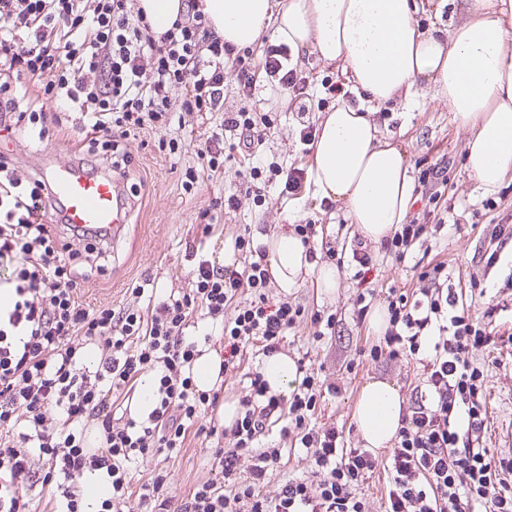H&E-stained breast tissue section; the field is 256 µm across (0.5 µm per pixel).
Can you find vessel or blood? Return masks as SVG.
I'll list each match as a JSON object with an SVG mask.
<instances>
[{
	"label": "vessel or blood",
	"mask_w": 512,
	"mask_h": 512,
	"mask_svg": "<svg viewBox=\"0 0 512 512\" xmlns=\"http://www.w3.org/2000/svg\"><path fill=\"white\" fill-rule=\"evenodd\" d=\"M42 176L66 223L80 229L105 226L113 236H120L130 212L118 201L119 177L88 171L79 162L43 171Z\"/></svg>",
	"instance_id": "obj_1"
}]
</instances>
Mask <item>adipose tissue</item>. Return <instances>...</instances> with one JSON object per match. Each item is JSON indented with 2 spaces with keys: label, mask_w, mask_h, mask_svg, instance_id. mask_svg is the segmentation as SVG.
Here are the masks:
<instances>
[{
  "label": "adipose tissue",
  "mask_w": 512,
  "mask_h": 512,
  "mask_svg": "<svg viewBox=\"0 0 512 512\" xmlns=\"http://www.w3.org/2000/svg\"><path fill=\"white\" fill-rule=\"evenodd\" d=\"M452 29L420 30L416 0H201L211 28L235 50L262 37L313 54L346 74L366 101L412 107L428 93L447 104L468 137L466 167L483 194L512 177V0H459ZM314 191L341 204L368 239L381 241L404 223L413 182L404 147L381 139L369 111L336 102L322 112L309 145ZM271 281L282 292L308 274L332 294L340 271L312 267L295 235L261 236ZM398 387L367 381L354 422L368 448H386L404 413Z\"/></svg>",
  "instance_id": "adipose-tissue-1"
}]
</instances>
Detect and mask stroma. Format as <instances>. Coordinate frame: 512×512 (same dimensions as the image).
<instances>
[{
	"mask_svg": "<svg viewBox=\"0 0 512 512\" xmlns=\"http://www.w3.org/2000/svg\"><path fill=\"white\" fill-rule=\"evenodd\" d=\"M305 77L311 98L307 112H299L296 100L286 97L285 90L272 87L266 76H258L251 97H244L234 76L224 81V110L237 111L248 105L250 111L270 114L274 129L255 154L261 167L276 163L282 168L306 166L308 155L299 140L303 124L317 125L320 112L331 101L323 92L322 81H341V74L317 56L308 54L298 67ZM217 112H174L169 131L146 129L129 138L127 150L131 164L127 172L128 194L132 210L123 237L107 244L109 259L103 271L82 280L78 290L80 301L90 309L146 306L147 297L136 296L139 286L152 288L154 297L183 294L195 287L192 275L200 260L217 261L223 252L232 251L236 236L250 239L269 234L293 224L315 222L323 225L324 238L313 243L314 266L330 262V249L352 250L366 247L372 257L370 278L374 283L373 306L386 304L389 289L413 291L420 282L419 269L397 263L380 243L358 241L350 231V220L336 203L312 197L289 196L281 192V180L261 175L254 189L247 190L236 172L239 159L224 164L221 179H199L192 191L182 183L187 169L200 168L197 147L205 132L219 124ZM375 120L383 135L404 145L411 176L435 163H447L448 185L436 217L453 214L459 230L443 229L428 243L427 260L444 261L453 275L456 289L480 283L484 295H473L471 311L475 315L491 313L493 341L474 350L472 360L484 368L486 377V432L484 446L492 461L512 458V288L503 283L512 275V249L504 250L499 264L486 269L481 255L486 237L493 227L495 212L484 207V194L466 169L463 148L466 134L459 129L446 104L431 96L421 97L412 111L399 104H383L375 108ZM184 144L181 152L172 154L159 146L166 136ZM9 153L20 173L37 175L38 167H58L74 160L75 154L65 137L49 136L36 143L27 134L0 131V152ZM238 195L240 205L234 210L215 207L217 198ZM212 210L213 224L202 225L199 212ZM354 262H346L340 284L332 295H320L314 277L290 292L269 288L270 298L301 305L305 310H321L335 314L332 336L322 341L313 338L309 321L297 324L287 337L284 352L294 359H304L321 382L336 384L339 391L324 395L317 403L312 423L318 428H336L347 447L359 448L363 442L353 420V410L364 383L378 379L398 385L405 399L414 397L424 380L418 357L408 356L394 361L372 360L369 351L378 344L379 335L368 325L358 324L354 314L359 292L353 278ZM210 452L200 440L188 438L185 448L174 456L154 453L135 464V483H142L154 472L167 475L170 494L183 496L199 481L210 476ZM314 469L304 449L282 455L280 463L269 473L263 488L274 497L279 486L290 479L314 481Z\"/></svg>",
	"mask_w": 512,
	"mask_h": 512,
	"instance_id": "obj_1",
	"label": "stroma"
}]
</instances>
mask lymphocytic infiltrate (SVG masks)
<instances>
[{"mask_svg": "<svg viewBox=\"0 0 512 512\" xmlns=\"http://www.w3.org/2000/svg\"><path fill=\"white\" fill-rule=\"evenodd\" d=\"M185 4L182 17L157 37L135 0H0V126L40 141L51 129L72 127L80 154L117 169L131 161L127 136L168 129L173 107L220 111L219 129L197 156L208 178H222L225 135L249 157L273 126L245 108L224 112L225 72L248 90L258 69L226 47L199 0ZM287 57L284 46H268L261 70L306 103L305 81L284 66ZM52 100L62 101L64 111H47ZM444 226L409 216L384 247L406 262ZM106 239L103 230L65 227L48 185L22 178L9 154L0 153V260L15 265V302L0 314V512H24V495L38 483L55 485L64 512H83L73 481L96 472L110 486L99 512H125L134 495L150 512H367L356 487L379 468L390 476L386 512H512V460L491 462L482 446L484 371L469 358L491 333L449 287L447 264L428 265L419 274L423 287L388 297V326L371 359L418 354L425 338L433 347L423 362L424 390L403 415L391 448L378 455L343 447L335 429L312 427L322 387L309 368L285 396L270 393L262 373L250 374L235 420L203 424L219 396L194 384L201 351L185 331L195 309L222 321L228 371L247 349L280 353L302 317L318 341L335 325L334 316L270 302L264 247L237 237L241 265L201 261L192 292L148 311L117 312L86 308L77 298L75 268L97 267ZM245 291L249 302L237 303ZM147 372L155 375L154 409L140 420H118L111 392L134 389ZM91 421L98 430L94 447L85 439ZM273 430L279 447L260 449ZM192 433L214 441L215 478L178 498L164 494L167 477L160 473L133 487L132 460L180 453ZM285 444L305 448L317 479L288 480L270 498L261 486Z\"/></svg>", "mask_w": 512, "mask_h": 512, "instance_id": "1", "label": "lymphocytic infiltrate"}]
</instances>
